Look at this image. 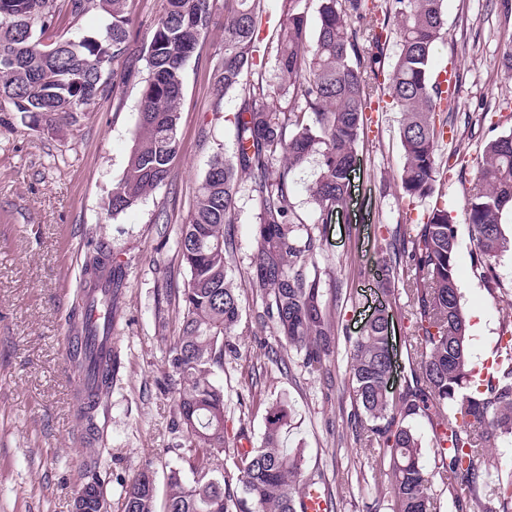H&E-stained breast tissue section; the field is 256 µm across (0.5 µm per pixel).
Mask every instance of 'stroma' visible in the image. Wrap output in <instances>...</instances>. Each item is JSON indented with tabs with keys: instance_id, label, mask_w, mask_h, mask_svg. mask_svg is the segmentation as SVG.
<instances>
[{
	"instance_id": "1",
	"label": "stroma",
	"mask_w": 512,
	"mask_h": 512,
	"mask_svg": "<svg viewBox=\"0 0 512 512\" xmlns=\"http://www.w3.org/2000/svg\"><path fill=\"white\" fill-rule=\"evenodd\" d=\"M164 5L128 0L135 23L115 65L126 77L123 93L96 101L76 123L54 129L22 112L8 113L0 125V512H73L75 489L92 460L79 438L66 354L91 240L107 245L128 272L112 332L124 363L122 381L96 417L108 512H124L126 488L143 468L153 471L161 499L169 470L183 465L182 438L171 428L175 388L166 363L178 334L175 299L188 279L176 241L213 156L234 152V127L223 116L236 112L241 100L216 97L213 90V70L224 53V0H213L217 24L185 65L180 153L171 173L137 206L112 213V189L128 163L140 90L149 76L144 47ZM445 14L447 35L432 65L456 68L461 91L445 111L458 140L439 147L443 175L436 191L445 195L456 222L463 310L484 325L471 341L472 359L481 367L494 356L502 310L512 302V255L496 265L504 290L490 291L473 276L464 204L484 144L512 129V75L501 66L512 46V14L501 0H445ZM399 120L390 109L365 126L351 199L329 218L309 198L317 160L289 177L296 211L320 240L315 262L326 304L337 309L330 379L296 365L279 370L265 353L276 343L273 330L258 323L259 305L247 291L235 338L241 355L216 375L224 386L229 433L255 442L268 403L287 395L295 413L288 445L303 449L308 471L323 473L334 512H391L389 499L377 492L385 477L367 441L350 435L355 403L346 350L379 305L372 281L378 227L408 235L431 205L408 201L397 183ZM258 211L255 198L241 194L229 260L239 283L255 253Z\"/></svg>"
}]
</instances>
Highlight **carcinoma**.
Returning a JSON list of instances; mask_svg holds the SVG:
<instances>
[{
    "label": "carcinoma",
    "mask_w": 512,
    "mask_h": 512,
    "mask_svg": "<svg viewBox=\"0 0 512 512\" xmlns=\"http://www.w3.org/2000/svg\"><path fill=\"white\" fill-rule=\"evenodd\" d=\"M278 2L282 22L263 37V0H224V57L213 81L219 94L236 92L242 103L229 118L236 132L234 155L214 157L177 240L189 279L178 297L182 317L166 362L177 391L172 426L185 438L193 480L180 468L170 470L165 512H300L302 491L320 484L305 472L301 450L286 448L294 411L285 395L270 403L259 444L238 455L236 477H216L210 468L230 443L224 387L214 371L240 354L232 338L242 316L241 288L229 273L233 243L226 231L238 196L247 190L260 203L246 284L261 300L257 319L272 324L305 371L320 375L335 353L336 330L315 269L318 239L295 211L289 174L318 156L310 197L322 214L341 206L358 161L366 108L383 96L401 115L397 178L403 194L410 201L431 196L439 174L436 150L448 119L440 118L430 70L446 34L444 0H319L320 26L312 37L301 0ZM101 3L105 18L98 33L37 44V36L55 28L54 0H0V60L9 59L0 63V112L75 122L78 113L119 90L123 79L114 65L126 51L132 20L126 0ZM377 11L381 26L364 25ZM214 25L210 0H166L145 46L149 78L140 94L129 162L112 190V212L133 208L168 179L180 152L184 68ZM393 33L398 49L387 85L380 87L368 73H380ZM272 44L276 88L243 82L244 74L261 71L256 59H264ZM272 94L283 104L269 107L265 99ZM307 112L314 122H307ZM278 156L284 163L276 167ZM465 214L475 246L472 272L496 290L501 283L495 261L512 250V236L503 229L504 217L512 215V131L486 142ZM457 247L456 225L443 204L412 235L381 236L377 284L386 293L400 283L409 300L400 319L409 322L413 340L410 378L399 398L384 390L381 336L389 314L374 318L349 352L352 396L363 416L361 429L377 445L374 458L387 478L379 493L391 495L392 512H437L431 493L436 476L469 490L470 512H487V498L512 505V480H489L498 468L494 449L512 438V356L502 352L491 378L471 387L477 369L460 303ZM124 279L125 265L108 247L87 251L84 288L96 293L100 306L114 308ZM82 313L80 306L72 316L75 333L69 340L76 372L88 361L79 336L95 335ZM93 364L97 379L78 400V416L91 435L96 410L118 380L120 352L114 349ZM417 416L435 427L430 472L421 465L422 443L410 423ZM476 456L484 457V468L473 465ZM124 512H157L152 471H140L127 486Z\"/></svg>",
    "instance_id": "1"
}]
</instances>
